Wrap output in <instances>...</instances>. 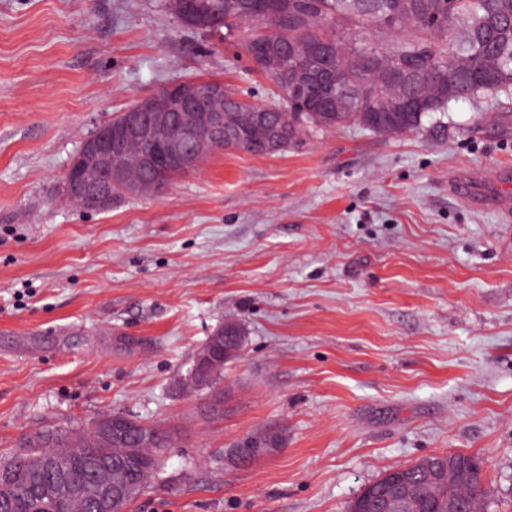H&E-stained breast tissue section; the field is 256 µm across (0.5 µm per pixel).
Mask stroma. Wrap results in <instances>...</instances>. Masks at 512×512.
<instances>
[{
    "mask_svg": "<svg viewBox=\"0 0 512 512\" xmlns=\"http://www.w3.org/2000/svg\"><path fill=\"white\" fill-rule=\"evenodd\" d=\"M185 80L288 106L236 38L159 0H0V456L119 411L174 436L127 512H345L386 470L455 453L480 460L504 512L512 106L221 150L105 212L56 200L98 125ZM463 177L497 204L461 200ZM229 320L242 350L218 384L189 386ZM269 433L277 449L236 458Z\"/></svg>",
    "mask_w": 512,
    "mask_h": 512,
    "instance_id": "1",
    "label": "stroma"
}]
</instances>
